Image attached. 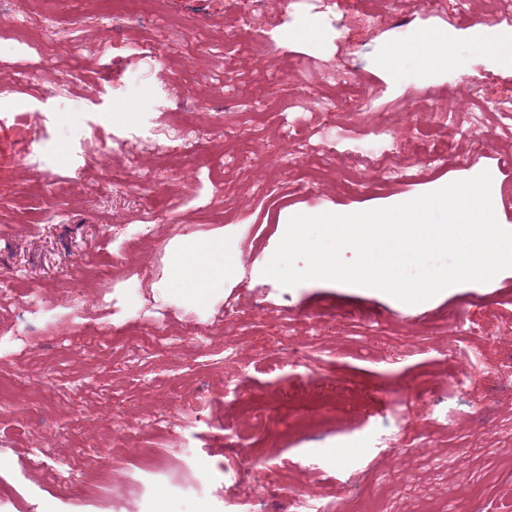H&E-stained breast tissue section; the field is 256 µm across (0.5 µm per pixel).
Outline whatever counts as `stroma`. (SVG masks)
<instances>
[{
	"mask_svg": "<svg viewBox=\"0 0 512 512\" xmlns=\"http://www.w3.org/2000/svg\"><path fill=\"white\" fill-rule=\"evenodd\" d=\"M447 2L434 18L407 0L362 29L344 5L290 18L292 0H261L251 21L236 0H139L132 15L122 0H0V283L31 300L0 302V382L27 384L0 412V484L12 490L0 512H230L262 495L261 466L282 494L332 495L347 512H500L512 485L499 467L512 452V269L412 308L364 287H284L262 273L294 215L383 208L485 170L493 186L512 179L500 165L512 130L487 112L452 145L467 166L453 159L403 184L368 160L356 171L365 193L348 189L347 149L375 129L392 127L398 159L410 161L416 140L438 136L429 113L472 107L475 77L512 98V63L478 46L498 32L483 0L465 11ZM443 33L447 64H424L417 37ZM35 38L45 64L22 84L17 48ZM147 41L160 43L158 57L137 54ZM339 64L348 92L334 115L308 108L307 127L342 125L346 138L328 148L335 171L310 186V162L283 166L291 148L276 131L300 87ZM259 97L272 107L255 111ZM186 120L199 144L154 142L157 127ZM220 125L235 138L216 135ZM242 152L245 170L230 163ZM148 172L164 175L153 222L141 206ZM191 242L215 243L214 271L234 254L237 273L218 289L181 281L172 259ZM356 311L381 333L367 335ZM202 321L209 347L123 362L127 343L188 336ZM462 330L464 350L448 342ZM448 360L462 386L430 380ZM186 400L204 401L202 420L119 442L118 427L180 413ZM185 440L206 467L201 493L179 498L171 484L188 472L176 459L162 474L137 462ZM236 443L244 461L228 474ZM64 444L77 468L61 488L46 471Z\"/></svg>",
	"mask_w": 512,
	"mask_h": 512,
	"instance_id": "obj_1",
	"label": "stroma"
}]
</instances>
